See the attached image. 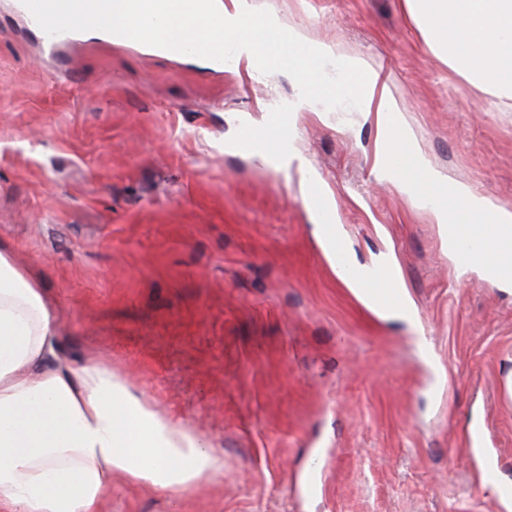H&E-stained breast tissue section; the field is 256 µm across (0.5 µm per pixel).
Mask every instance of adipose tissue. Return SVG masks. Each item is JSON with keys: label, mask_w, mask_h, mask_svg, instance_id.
I'll use <instances>...</instances> for the list:
<instances>
[{"label": "adipose tissue", "mask_w": 512, "mask_h": 512, "mask_svg": "<svg viewBox=\"0 0 512 512\" xmlns=\"http://www.w3.org/2000/svg\"><path fill=\"white\" fill-rule=\"evenodd\" d=\"M402 8L429 53L485 105L512 112V0H402ZM224 20L240 33L238 58L255 61L269 39L288 42V56L273 66L309 85L307 100L326 104L345 89L359 110L376 111L380 155L413 147L395 101L378 106L377 74L362 59L335 58L329 43L305 41L252 0H232ZM217 35L176 12L162 32L172 46H201ZM312 56L336 61L348 87L312 71ZM424 179L427 193L460 203L437 211L439 223L512 221L511 212L489 214L477 195L435 171ZM223 475L208 436L136 391L110 357L68 354L42 280L0 246V512H102L117 477L180 495Z\"/></svg>", "instance_id": "1"}]
</instances>
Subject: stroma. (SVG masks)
<instances>
[{
    "instance_id": "1",
    "label": "stroma",
    "mask_w": 512,
    "mask_h": 512,
    "mask_svg": "<svg viewBox=\"0 0 512 512\" xmlns=\"http://www.w3.org/2000/svg\"><path fill=\"white\" fill-rule=\"evenodd\" d=\"M365 59L427 164L512 210V112L420 44L400 0H258ZM301 96L288 74L214 72L82 32L53 56L0 0V243L43 278L68 350L210 435L224 479L175 497L115 479L105 512H497L464 441L484 422L512 483V284L458 277L433 216L374 176L376 115L312 107L293 149L335 196L360 264L390 253L433 342L336 275L297 172L225 152ZM326 453L324 500L291 479Z\"/></svg>"
}]
</instances>
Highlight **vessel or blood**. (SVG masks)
I'll use <instances>...</instances> for the list:
<instances>
[{
  "instance_id": "vessel-or-blood-1",
  "label": "vessel or blood",
  "mask_w": 512,
  "mask_h": 512,
  "mask_svg": "<svg viewBox=\"0 0 512 512\" xmlns=\"http://www.w3.org/2000/svg\"><path fill=\"white\" fill-rule=\"evenodd\" d=\"M67 0H13L14 12L29 26L38 29L46 52L73 39L75 30L64 23ZM167 0H127V8L119 41L137 44L147 50L159 48L158 31L164 20ZM206 68L218 71L225 61L236 55V39L232 34L211 40L205 50ZM293 114L289 109L269 113L263 129L246 128L245 138L257 147L261 165L274 163L288 148ZM302 204L318 216L321 235L331 259L346 275L357 292L375 309L400 310L415 316L416 308L400 288L398 272L381 259L362 269L353 268L344 246V233L327 212V200L318 177H310ZM448 252L458 269H479L486 279L495 282L512 280V271L504 272L507 257L512 256V224H452L447 229ZM469 453L477 463V484L493 491L498 505H512V484L503 483L499 460L489 449L487 435L480 421H470L466 429ZM327 467L322 453L310 456L295 476V488L301 502L322 497L326 491Z\"/></svg>"
}]
</instances>
